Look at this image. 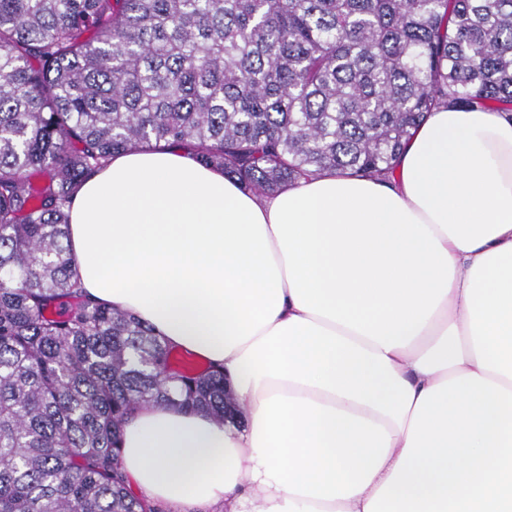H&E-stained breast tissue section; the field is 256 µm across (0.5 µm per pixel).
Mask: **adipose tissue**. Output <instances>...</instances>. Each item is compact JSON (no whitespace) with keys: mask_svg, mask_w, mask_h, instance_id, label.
<instances>
[{"mask_svg":"<svg viewBox=\"0 0 512 512\" xmlns=\"http://www.w3.org/2000/svg\"><path fill=\"white\" fill-rule=\"evenodd\" d=\"M393 179L242 190L167 147L70 205L80 288L223 368L239 413L141 407L173 512H512V114L431 113Z\"/></svg>","mask_w":512,"mask_h":512,"instance_id":"adipose-tissue-1","label":"adipose tissue"}]
</instances>
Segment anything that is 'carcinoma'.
Here are the masks:
<instances>
[{
  "label": "carcinoma",
  "mask_w": 512,
  "mask_h": 512,
  "mask_svg": "<svg viewBox=\"0 0 512 512\" xmlns=\"http://www.w3.org/2000/svg\"><path fill=\"white\" fill-rule=\"evenodd\" d=\"M512 113V0H0V512H159L133 495L144 404L230 408L66 245L84 178L178 146L246 191L386 180L440 108Z\"/></svg>",
  "instance_id": "cac0c4a2"
}]
</instances>
